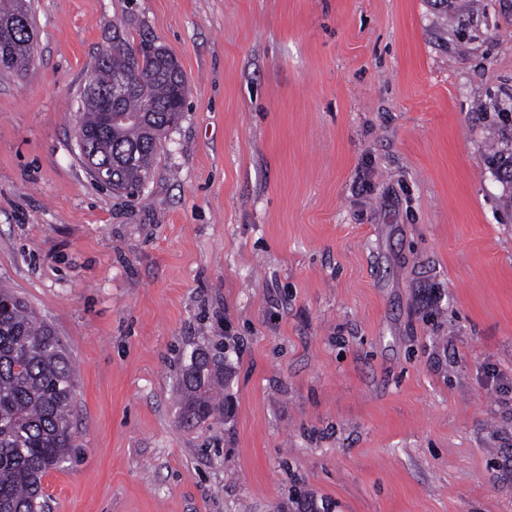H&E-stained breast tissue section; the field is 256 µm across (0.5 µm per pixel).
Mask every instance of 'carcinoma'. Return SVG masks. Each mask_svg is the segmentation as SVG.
Listing matches in <instances>:
<instances>
[{"instance_id": "cac0c4a2", "label": "carcinoma", "mask_w": 512, "mask_h": 512, "mask_svg": "<svg viewBox=\"0 0 512 512\" xmlns=\"http://www.w3.org/2000/svg\"><path fill=\"white\" fill-rule=\"evenodd\" d=\"M33 20L23 0H0V44L8 48L6 70H26L32 54ZM94 71L101 85L129 74L134 87L118 107L127 122L104 124L99 102L82 98L80 130L88 153L112 165V189L140 191L154 169L163 136L181 116L187 95L178 62L168 53L138 58L122 43L102 52ZM11 307L0 310V512H43L42 479L69 458L73 442L75 372L62 340L11 288L0 296ZM227 356L194 352L178 384L188 424L224 421Z\"/></svg>"}]
</instances>
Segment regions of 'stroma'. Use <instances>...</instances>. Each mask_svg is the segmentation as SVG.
I'll list each match as a JSON object with an SVG mask.
<instances>
[{
	"instance_id": "obj_1",
	"label": "stroma",
	"mask_w": 512,
	"mask_h": 512,
	"mask_svg": "<svg viewBox=\"0 0 512 512\" xmlns=\"http://www.w3.org/2000/svg\"><path fill=\"white\" fill-rule=\"evenodd\" d=\"M0 71V284L76 368L50 512H512V0H29ZM189 85L142 191L81 97L114 39ZM233 412L181 423L194 349ZM26 2L0 1V44L4 45L2 49L0 47V51L4 54L8 48L11 57V65L2 69L4 71L22 72L26 70L31 59L33 43L30 42L29 30L33 29V20ZM3 23H6V28L2 27Z\"/></svg>"
}]
</instances>
